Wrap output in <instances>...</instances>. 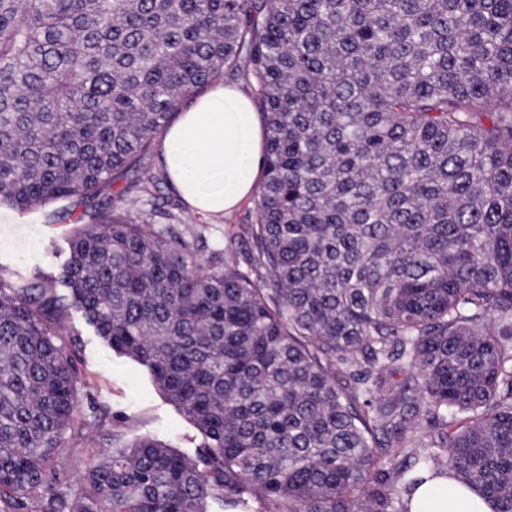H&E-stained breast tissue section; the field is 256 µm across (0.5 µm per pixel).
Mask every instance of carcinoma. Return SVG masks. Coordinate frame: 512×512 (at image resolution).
Instances as JSON below:
<instances>
[{"instance_id":"cac0c4a2","label":"carcinoma","mask_w":512,"mask_h":512,"mask_svg":"<svg viewBox=\"0 0 512 512\" xmlns=\"http://www.w3.org/2000/svg\"><path fill=\"white\" fill-rule=\"evenodd\" d=\"M220 77L266 130L248 271L121 204ZM66 200L61 277L0 274V512H404L425 471L512 512V0H0V207ZM72 306L198 458L62 472ZM422 416L443 452H405Z\"/></svg>"}]
</instances>
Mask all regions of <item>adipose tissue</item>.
I'll return each instance as SVG.
<instances>
[{
	"label": "adipose tissue",
	"mask_w": 512,
	"mask_h": 512,
	"mask_svg": "<svg viewBox=\"0 0 512 512\" xmlns=\"http://www.w3.org/2000/svg\"><path fill=\"white\" fill-rule=\"evenodd\" d=\"M163 149L170 182L188 204L202 213H228L255 190L264 136L251 99L218 82L168 129ZM403 500L408 512H492L448 474L424 473Z\"/></svg>",
	"instance_id": "ef3b65f1"
}]
</instances>
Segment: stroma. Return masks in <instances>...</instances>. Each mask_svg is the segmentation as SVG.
<instances>
[{"mask_svg":"<svg viewBox=\"0 0 512 512\" xmlns=\"http://www.w3.org/2000/svg\"><path fill=\"white\" fill-rule=\"evenodd\" d=\"M255 203L246 199L228 215H197L206 224L205 250L223 245L225 231L236 235L240 265H248L254 242L248 226ZM68 224L45 223L42 211L20 214L0 209V273L27 275L41 270L60 277L69 257ZM67 328L80 338L76 361L85 383L76 409L82 427L73 440L81 466L96 463L102 453L129 447L143 436L156 438L187 456H196L203 437L193 423L154 385L147 370L115 355L80 312H72Z\"/></svg>","mask_w":512,"mask_h":512,"instance_id":"obj_1","label":"stroma"}]
</instances>
